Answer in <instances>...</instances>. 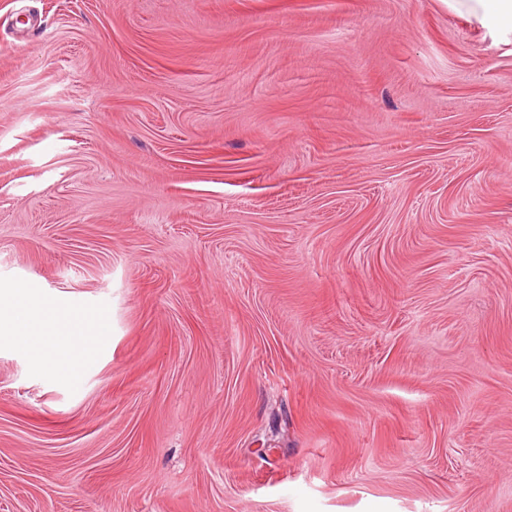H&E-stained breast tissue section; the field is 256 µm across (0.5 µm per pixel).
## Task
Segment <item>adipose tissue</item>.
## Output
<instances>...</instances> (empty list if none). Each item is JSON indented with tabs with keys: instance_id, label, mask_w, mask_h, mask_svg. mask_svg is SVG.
Returning <instances> with one entry per match:
<instances>
[{
	"instance_id": "adipose-tissue-1",
	"label": "adipose tissue",
	"mask_w": 512,
	"mask_h": 512,
	"mask_svg": "<svg viewBox=\"0 0 512 512\" xmlns=\"http://www.w3.org/2000/svg\"><path fill=\"white\" fill-rule=\"evenodd\" d=\"M449 11L483 30L493 42H512V0H443ZM23 353L32 365L70 384L108 348L106 324L61 306L23 285L0 287V344Z\"/></svg>"
}]
</instances>
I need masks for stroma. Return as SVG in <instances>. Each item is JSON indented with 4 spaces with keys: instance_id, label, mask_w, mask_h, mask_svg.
I'll return each mask as SVG.
<instances>
[{
    "instance_id": "obj_1",
    "label": "stroma",
    "mask_w": 512,
    "mask_h": 512,
    "mask_svg": "<svg viewBox=\"0 0 512 512\" xmlns=\"http://www.w3.org/2000/svg\"><path fill=\"white\" fill-rule=\"evenodd\" d=\"M0 512H512V43L443 0H0ZM23 353L61 384H71L108 348L107 325L23 285H1L0 344Z\"/></svg>"
}]
</instances>
